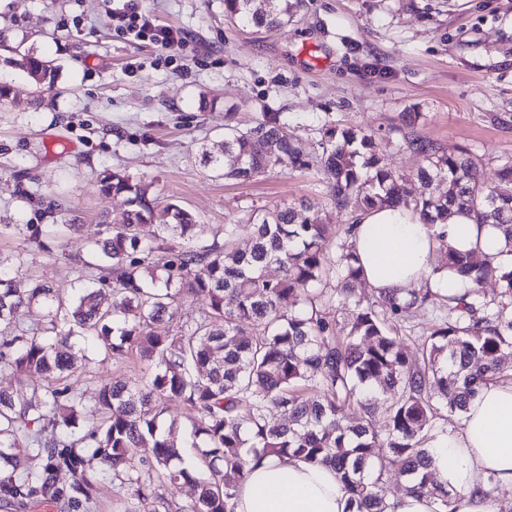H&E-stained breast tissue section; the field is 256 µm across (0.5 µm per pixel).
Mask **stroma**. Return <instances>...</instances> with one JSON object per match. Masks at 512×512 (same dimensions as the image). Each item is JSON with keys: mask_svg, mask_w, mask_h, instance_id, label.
<instances>
[{"mask_svg": "<svg viewBox=\"0 0 512 512\" xmlns=\"http://www.w3.org/2000/svg\"><path fill=\"white\" fill-rule=\"evenodd\" d=\"M155 23L185 33L174 68L155 43L118 36L101 0H0V225L47 223L62 202L77 229L38 249L0 232V255L24 249L26 276L62 285L76 277L67 255L84 252L85 232L122 211L100 192L106 169L141 178L161 202L194 212L210 240L251 209L311 204L344 228L316 168L276 169L239 183L217 177L199 148L221 140L225 120L241 128L280 113L290 137L313 147L324 122L375 131L378 153L415 174L417 163L391 131L400 113L419 112L415 133L447 149H469L493 181L512 156V0H305L282 30L227 20L224 0H142ZM22 46L60 67L58 90L3 62ZM136 357L75 375L92 394L101 381L135 379Z\"/></svg>", "mask_w": 512, "mask_h": 512, "instance_id": "35a3bbf8", "label": "stroma"}]
</instances>
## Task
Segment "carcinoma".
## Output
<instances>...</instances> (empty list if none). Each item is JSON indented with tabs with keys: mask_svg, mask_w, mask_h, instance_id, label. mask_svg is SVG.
<instances>
[{
	"mask_svg": "<svg viewBox=\"0 0 512 512\" xmlns=\"http://www.w3.org/2000/svg\"><path fill=\"white\" fill-rule=\"evenodd\" d=\"M301 8L302 0H224L228 19L267 29L288 27ZM13 53L6 63L38 88H56L58 65ZM375 137L327 125L311 153L274 112L250 128L225 125L224 139L201 158L240 182L315 165L336 207L356 214L401 204L432 226L453 215L494 224L507 260L460 252L440 231L442 264L433 273L462 278L464 293L427 286L367 298L355 291L362 267L351 228L338 237L304 203L253 210L224 225V242L206 243L191 211L162 206L142 181L106 170L101 191L124 196L126 207L90 230L86 254L71 257L77 284L33 281L20 273L23 253L0 257V372L32 381L28 397L0 388V505L40 500L90 512L110 481L128 492L125 512H171L162 488L172 484L194 489L177 512H232L249 459L292 455L336 469L356 512H391L396 467L406 492L448 512L454 490L430 470L437 424L460 420L481 387L512 383V158L487 186L469 150L449 152L411 132L402 148L420 160L413 181L377 153ZM435 182L445 185L438 195ZM147 225L155 227L149 235ZM14 228L50 251L40 225ZM273 265L276 279L267 274ZM489 281L498 285L492 294ZM186 298L202 303L200 317L159 331ZM22 307L39 310L34 327L14 321ZM417 311L431 319L413 359L399 331ZM133 353L144 366L140 379L114 378L89 399L77 392L78 369ZM171 398L188 411L189 442L166 420ZM356 408L359 421L346 425ZM90 415L100 424L84 432Z\"/></svg>",
	"mask_w": 512,
	"mask_h": 512,
	"instance_id": "1",
	"label": "carcinoma"
}]
</instances>
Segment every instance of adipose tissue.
<instances>
[{
	"instance_id": "adipose-tissue-1",
	"label": "adipose tissue",
	"mask_w": 512,
	"mask_h": 512,
	"mask_svg": "<svg viewBox=\"0 0 512 512\" xmlns=\"http://www.w3.org/2000/svg\"><path fill=\"white\" fill-rule=\"evenodd\" d=\"M449 243L462 251L481 244L496 254L498 228L478 226L458 216L447 226ZM436 230L406 207L383 208L362 216L351 232L363 276L377 291L393 293L429 279L433 289L462 293L460 282L432 277ZM438 479L457 491L454 512H493L484 479L512 487V384L491 385L470 402L459 430L434 442ZM233 512H352L347 495L331 468L298 458L268 457L249 464L231 501Z\"/></svg>"
}]
</instances>
